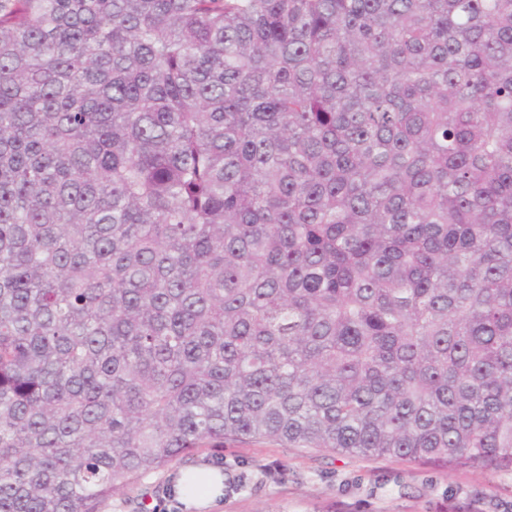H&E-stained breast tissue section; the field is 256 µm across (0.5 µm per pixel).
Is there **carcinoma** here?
<instances>
[{"instance_id": "obj_1", "label": "carcinoma", "mask_w": 512, "mask_h": 512, "mask_svg": "<svg viewBox=\"0 0 512 512\" xmlns=\"http://www.w3.org/2000/svg\"><path fill=\"white\" fill-rule=\"evenodd\" d=\"M253 439L512 469V0H0V512Z\"/></svg>"}]
</instances>
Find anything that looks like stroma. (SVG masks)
Instances as JSON below:
<instances>
[{
  "label": "stroma",
  "mask_w": 512,
  "mask_h": 512,
  "mask_svg": "<svg viewBox=\"0 0 512 512\" xmlns=\"http://www.w3.org/2000/svg\"><path fill=\"white\" fill-rule=\"evenodd\" d=\"M220 461L218 512H512V470L441 468L324 448L228 441L177 458L103 500L99 512H185L169 496L178 470Z\"/></svg>",
  "instance_id": "stroma-1"
}]
</instances>
